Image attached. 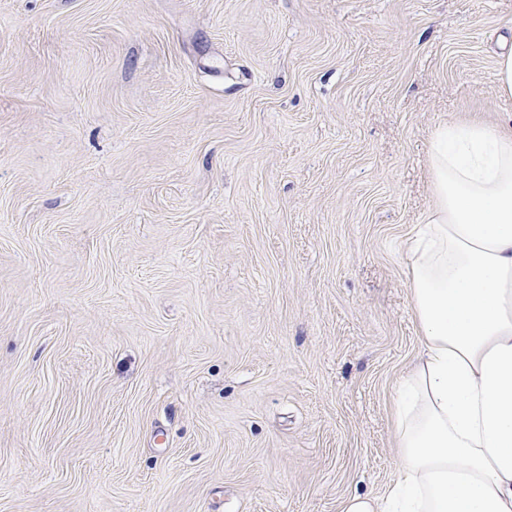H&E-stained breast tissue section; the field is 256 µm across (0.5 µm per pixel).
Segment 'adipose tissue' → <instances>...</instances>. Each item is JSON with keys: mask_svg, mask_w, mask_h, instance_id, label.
Instances as JSON below:
<instances>
[{"mask_svg": "<svg viewBox=\"0 0 512 512\" xmlns=\"http://www.w3.org/2000/svg\"><path fill=\"white\" fill-rule=\"evenodd\" d=\"M434 202L406 248L420 355L393 411L398 478L342 512H512V117L432 134Z\"/></svg>", "mask_w": 512, "mask_h": 512, "instance_id": "ef3b65f1", "label": "adipose tissue"}]
</instances>
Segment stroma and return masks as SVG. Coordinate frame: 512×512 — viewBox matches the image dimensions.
Here are the masks:
<instances>
[{
    "instance_id": "1",
    "label": "stroma",
    "mask_w": 512,
    "mask_h": 512,
    "mask_svg": "<svg viewBox=\"0 0 512 512\" xmlns=\"http://www.w3.org/2000/svg\"><path fill=\"white\" fill-rule=\"evenodd\" d=\"M512 0H0V512L394 484L441 123Z\"/></svg>"
}]
</instances>
